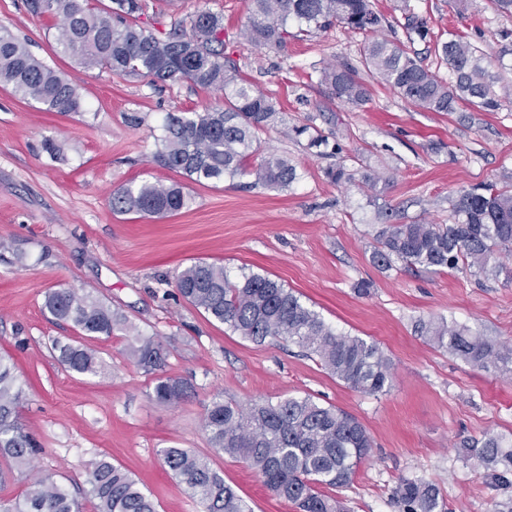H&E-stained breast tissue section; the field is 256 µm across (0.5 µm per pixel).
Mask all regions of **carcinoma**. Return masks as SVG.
Instances as JSON below:
<instances>
[{"label": "carcinoma", "mask_w": 512, "mask_h": 512, "mask_svg": "<svg viewBox=\"0 0 512 512\" xmlns=\"http://www.w3.org/2000/svg\"><path fill=\"white\" fill-rule=\"evenodd\" d=\"M27 7L35 15L60 17L58 45L87 69L140 76L152 83L185 82L221 94L200 110L167 114L154 155L164 168L195 183L251 175L256 185L284 190L298 179L288 157L257 156L259 133L275 123L280 109L241 76L226 53L222 15L197 11L160 31L140 24L144 0H112L103 8L90 6L88 0H27ZM290 21L307 32L335 21L353 33H367L378 31L385 18L373 8L372 0H250L241 36L256 47L279 48L287 42ZM440 52L452 75L449 82L431 73L399 40L376 38L360 48L362 63L372 75L426 112L500 108L496 84L512 74V35H501L495 75L482 48L465 34H449ZM0 83L49 111L82 110L76 87L2 27ZM320 84L329 98L345 105L361 106L370 97L358 69L349 63L325 67ZM190 201L180 183H142L116 189L110 206L117 214L165 216L187 208ZM449 209V224L386 225L373 252L374 262L384 268L401 262L434 271L468 267L498 276L503 270L499 255L512 252V184L462 190L449 201ZM175 286L182 298L245 340L295 344L315 355L336 379L366 393H383L392 385L391 364L376 343L337 331L267 275L244 273L232 280L224 266L198 262L178 273ZM44 307L53 318L72 324L87 337L109 338L126 328L132 332L129 353L138 366L154 373L165 365L160 344L126 327L123 315L86 291L53 290L45 296ZM419 329L429 341L473 367L495 366L512 373V347L478 330L443 319L422 322ZM59 352L60 362L69 371L97 373L93 349L63 344ZM189 390L190 385L180 379L159 376L153 396L160 403L179 402ZM23 396L12 364L0 357V457L20 471L30 468L36 448L19 421ZM202 426L215 451L246 462L274 495L292 503L297 512H346L344 503L330 491L350 485L371 448L370 436L356 418L310 395L247 407L216 395L206 408ZM159 455L172 476L201 504L202 512H251L206 458L185 448H162ZM462 458L495 487L512 488V438L465 440ZM87 475L84 494L94 501L96 512H157L138 483L106 458L92 461ZM393 500L399 512H447L440 489L430 482L403 479L393 491ZM0 512H79V502L66 486L46 474L31 481L23 497H0Z\"/></svg>", "instance_id": "cac0c4a2"}]
</instances>
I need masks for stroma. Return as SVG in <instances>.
<instances>
[{"instance_id":"1","label":"stroma","mask_w":512,"mask_h":512,"mask_svg":"<svg viewBox=\"0 0 512 512\" xmlns=\"http://www.w3.org/2000/svg\"><path fill=\"white\" fill-rule=\"evenodd\" d=\"M146 3L143 21L158 29L201 10L223 14L228 53L282 109L281 122L260 133V147L288 156L299 178L283 191L248 176L190 182L192 202L179 213H113L109 198L123 185L178 181L153 160L163 120L214 103L215 93L84 68L57 44V17L30 13L26 0H0V27L73 84L83 105L76 114L50 112L0 85V356L26 390L20 420L39 446L37 468L75 491L86 485L88 464L105 456L157 512H201L159 456L186 448L209 457L252 512H296L245 462L214 452L202 420L218 394L243 404L310 395L356 417L372 439L369 458L341 492L350 512H398L392 491L405 478L436 482L448 512H512V489L492 488L459 454L466 439L512 437V373L472 367L416 329L443 318L512 347V254L495 277L387 269L372 259L386 220L444 224L460 190L512 183V82L498 86L495 112H425L376 79L366 104L343 105L324 95L320 72L331 62L358 64L362 35L338 25L303 34L293 23L285 46L258 49L240 36L248 0ZM373 3L385 18L382 36L409 41L445 81L450 71L435 42L465 32L492 58L501 32L512 33V17L486 0L463 9L454 0ZM409 15L426 21L427 39L408 40ZM300 126L325 136L330 152L317 154L308 135H293ZM48 140L57 156L45 151ZM336 164L354 172V183L326 179ZM197 261L223 264L233 277L268 275L337 330L377 343L391 363V389L353 390L298 347L244 340L201 313L175 288L178 272ZM57 288L92 293L160 342V374L186 380L190 397L153 400L160 374L136 365L125 331L88 340L55 321L43 303ZM59 341L93 348L97 374L68 371Z\"/></svg>"}]
</instances>
